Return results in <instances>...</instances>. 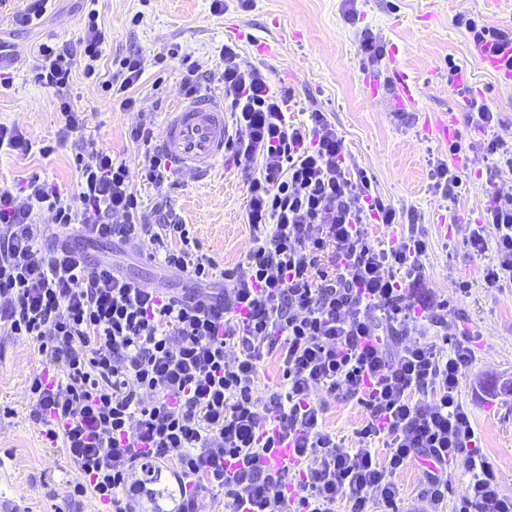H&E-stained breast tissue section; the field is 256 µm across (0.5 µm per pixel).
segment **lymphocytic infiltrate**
<instances>
[{
    "label": "lymphocytic infiltrate",
    "mask_w": 512,
    "mask_h": 512,
    "mask_svg": "<svg viewBox=\"0 0 512 512\" xmlns=\"http://www.w3.org/2000/svg\"><path fill=\"white\" fill-rule=\"evenodd\" d=\"M88 2L82 34L41 44L34 68L35 80L58 92L71 133L85 117L65 90L74 71L96 75L107 39L98 0ZM223 57L224 150L250 174V238L234 267L216 273L192 225L149 221L132 179L160 189L170 173L146 125L129 132L144 147L138 170L89 140L76 156L77 193L37 175L0 186V322L46 360L30 380V415L75 468L68 497L90 493L113 512H131L156 466L170 463L185 512H198L210 487L223 490L224 512H336L340 504L400 512L395 477L423 460L418 501L442 504L448 468L459 463L469 480L453 512H512L460 397L474 336L461 332L438 349L448 306L420 307L411 290L426 239L376 236L374 225L395 224L397 212L373 193L365 170H351L326 113L289 121L292 88L244 65L232 45ZM115 66L103 88L133 109L128 91L144 62L133 54ZM70 227L89 240H138L193 287L174 295L145 286L88 262L65 238L44 248L55 229ZM465 231L471 254L489 258L486 286L512 288V191L497 190ZM272 357L281 374L270 385L260 368ZM320 394L360 404L358 447L324 426ZM283 443L297 459L288 476L265 464Z\"/></svg>",
    "instance_id": "f902f5d3"
}]
</instances>
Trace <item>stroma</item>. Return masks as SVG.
<instances>
[{"mask_svg":"<svg viewBox=\"0 0 512 512\" xmlns=\"http://www.w3.org/2000/svg\"><path fill=\"white\" fill-rule=\"evenodd\" d=\"M223 13H213L211 0H99L98 23L108 34L99 61V78L75 73L67 95L83 111L82 133L63 134L57 94L35 82L33 64L43 43L77 38L83 31L82 0H57L37 26L22 29L13 17L25 0L0 5V43L9 52L0 56V70L10 84L0 90V123L15 126L36 145L27 155L0 153V186L23 183L33 175L77 193L75 157L81 139L94 140L137 166L142 145L127 132L142 120L161 130L172 106L184 97L183 84L196 76L205 93L221 95L218 77L224 68L222 48L226 25H237L236 39L245 64L259 67L276 83L293 87L288 104L291 121L308 112H326L345 141L348 162L365 169L382 200L415 217L414 226L386 229L393 240L407 231L423 235L428 251L422 259L423 294L448 306V329L475 333V358L463 372L460 390L467 404L483 455L491 463L503 494L512 496V290L487 288L486 258L469 255L464 227L476 222L484 204L498 188L512 189V171L491 175L483 155L461 156L466 180L458 194L443 197L430 178L435 159L448 156V146L423 130L430 113L465 112L448 85V64L456 62L464 78L500 119L495 132L512 143V86L501 84L472 54L468 35L457 24L459 15L483 19L499 28L512 27V0L488 9L486 0H253L240 9L224 0ZM371 29L385 49H398V59L367 62L360 32ZM275 45L273 54H260L257 43ZM130 54L144 59V72L132 88L136 107L127 111L104 93L102 80L112 73V61ZM416 80L420 95L415 112H397L387 95L369 98L364 77L388 82L392 67ZM51 146L50 154L39 151ZM168 209L194 225L203 253L218 268L234 266L245 255L249 228L242 222L247 176L231 159L218 163L205 180L172 174L166 194ZM72 243L89 259L119 256L130 277L180 292L184 277L164 273L136 244L115 248L111 242ZM464 281L467 292L455 285ZM43 357L31 340L0 329V499L20 501L24 512H103L91 497L67 496L74 467L62 449L47 447L38 425L29 416L30 376L42 368ZM324 424L357 446L356 430L363 412L356 401L328 397Z\"/></svg>","mask_w":512,"mask_h":512,"instance_id":"1","label":"stroma"}]
</instances>
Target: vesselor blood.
I'll return each instance as SVG.
<instances>
[{
  "label": "vessel or blood",
  "instance_id": "1",
  "mask_svg": "<svg viewBox=\"0 0 512 512\" xmlns=\"http://www.w3.org/2000/svg\"><path fill=\"white\" fill-rule=\"evenodd\" d=\"M477 56L484 66L496 73L505 84H512V67L505 56L491 55L478 50ZM394 103L400 108L418 105L414 79L400 70H393ZM226 118L224 102L215 96L203 94L180 102L170 112L157 142L159 152L169 167L179 174L195 178L207 177L217 162L224 158Z\"/></svg>",
  "mask_w": 512,
  "mask_h": 512
}]
</instances>
